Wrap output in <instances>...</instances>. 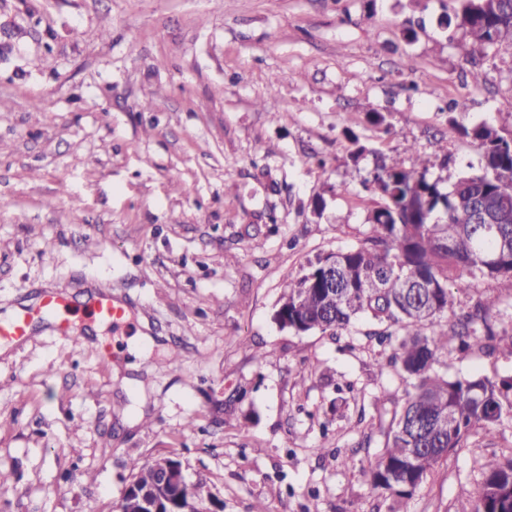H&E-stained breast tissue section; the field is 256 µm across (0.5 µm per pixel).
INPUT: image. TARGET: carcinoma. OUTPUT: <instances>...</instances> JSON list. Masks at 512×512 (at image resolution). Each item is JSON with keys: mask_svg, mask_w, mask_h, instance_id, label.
I'll use <instances>...</instances> for the list:
<instances>
[{"mask_svg": "<svg viewBox=\"0 0 512 512\" xmlns=\"http://www.w3.org/2000/svg\"><path fill=\"white\" fill-rule=\"evenodd\" d=\"M454 15L469 44L512 47V0H456ZM450 127L478 142L483 172L460 177L452 188L430 180L426 170L379 165L369 180L383 199L372 215L373 235L357 247L316 257L291 280L276 311L282 329L342 335L354 321L366 319L382 330L378 343L392 344L388 364L410 385L394 411L384 449L369 471L372 490L409 499L448 454L464 448L478 431L489 434L512 414V377H467L441 373L436 366L448 353V335L460 351L487 355L498 349L488 324L499 297L483 296L456 310L453 288L495 283L512 297V138L486 126ZM482 211L494 221L476 222ZM432 327L428 335L422 332ZM187 463L175 455L130 462V492L153 494L158 471ZM203 507L218 499L206 482L176 485L152 499L157 512H182L188 501ZM475 512H512V456L483 466Z\"/></svg>", "mask_w": 512, "mask_h": 512, "instance_id": "carcinoma-1", "label": "carcinoma"}]
</instances>
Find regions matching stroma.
Segmentation results:
<instances>
[{
	"mask_svg": "<svg viewBox=\"0 0 512 512\" xmlns=\"http://www.w3.org/2000/svg\"><path fill=\"white\" fill-rule=\"evenodd\" d=\"M447 10L0 0V317L46 288L108 290L152 340L105 360L93 319L75 343L42 318L0 354V512H113L129 461L160 454L224 512H391L366 475L404 396L376 367L388 348L365 321L334 338L273 317L317 255L371 235L380 161L448 187L481 170L450 120L512 135V48L462 57ZM442 369L512 376V346L464 356L452 336ZM510 455L509 416L440 462L409 512H474L483 463Z\"/></svg>",
	"mask_w": 512,
	"mask_h": 512,
	"instance_id": "35a3bbf8",
	"label": "stroma"
}]
</instances>
